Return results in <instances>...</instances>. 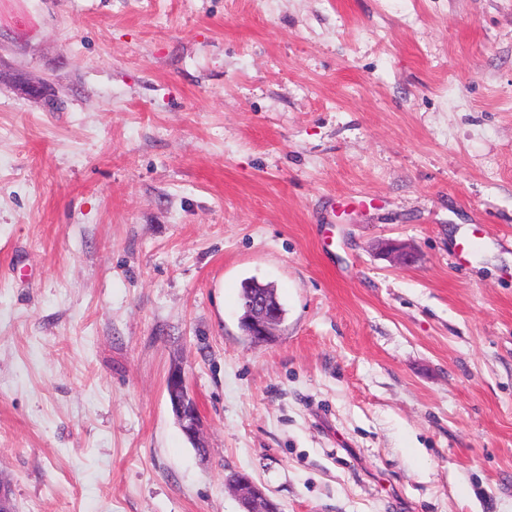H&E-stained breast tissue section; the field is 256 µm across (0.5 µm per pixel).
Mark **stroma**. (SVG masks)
<instances>
[{
	"label": "stroma",
	"instance_id": "35a3bbf8",
	"mask_svg": "<svg viewBox=\"0 0 512 512\" xmlns=\"http://www.w3.org/2000/svg\"><path fill=\"white\" fill-rule=\"evenodd\" d=\"M237 471L280 512H512V0H0L17 512H242ZM245 307L250 311L252 339L256 341L266 340L275 335L279 325V309L265 295L256 294L245 302ZM166 390L171 410L187 438L194 441L197 448H204L203 421L192 391L188 387L182 367L175 364L169 370Z\"/></svg>",
	"mask_w": 512,
	"mask_h": 512
}]
</instances>
